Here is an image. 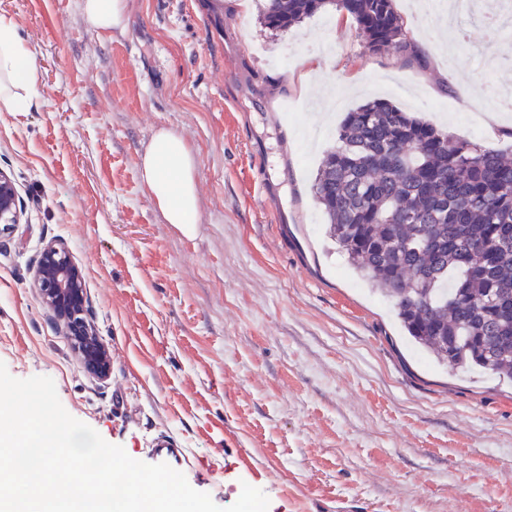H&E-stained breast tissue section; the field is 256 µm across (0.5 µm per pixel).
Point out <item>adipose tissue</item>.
<instances>
[{"label": "adipose tissue", "instance_id": "ef3b65f1", "mask_svg": "<svg viewBox=\"0 0 512 512\" xmlns=\"http://www.w3.org/2000/svg\"><path fill=\"white\" fill-rule=\"evenodd\" d=\"M86 22L96 31L123 29L127 0H81ZM38 82L34 54L19 40L11 23L0 21V107L29 111ZM141 179L165 223L183 233L198 221L197 159L186 139L170 128L158 129L139 156Z\"/></svg>", "mask_w": 512, "mask_h": 512}]
</instances>
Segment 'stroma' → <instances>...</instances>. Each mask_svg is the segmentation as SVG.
<instances>
[{"instance_id":"obj_1","label":"stroma","mask_w":512,"mask_h":512,"mask_svg":"<svg viewBox=\"0 0 512 512\" xmlns=\"http://www.w3.org/2000/svg\"><path fill=\"white\" fill-rule=\"evenodd\" d=\"M476 0L436 44L442 0H395L423 52L365 51L326 7L285 31L261 0H128L101 35L80 0H0L34 47L39 104L0 110V170L23 222L0 237V362L53 379L65 410L151 462L165 435L202 460L188 483L221 507L251 455L268 512H512V384L439 365L392 302L331 249L313 192L348 110L382 99L512 155V56L486 65ZM321 71H314V62ZM162 127L198 161V224L164 222L138 156ZM82 269L111 354L90 374L40 299L44 247Z\"/></svg>"}]
</instances>
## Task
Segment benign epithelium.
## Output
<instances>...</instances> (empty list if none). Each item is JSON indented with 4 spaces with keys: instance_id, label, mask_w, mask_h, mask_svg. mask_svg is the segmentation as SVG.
Returning a JSON list of instances; mask_svg holds the SVG:
<instances>
[{
    "instance_id": "7a95c632",
    "label": "benign epithelium",
    "mask_w": 512,
    "mask_h": 512,
    "mask_svg": "<svg viewBox=\"0 0 512 512\" xmlns=\"http://www.w3.org/2000/svg\"><path fill=\"white\" fill-rule=\"evenodd\" d=\"M22 208L15 185L9 175L0 170V234L8 233L21 223ZM35 281L43 302L71 336L86 369L98 377L111 372L106 345L84 318L87 293L82 270L69 250L60 245L44 248L36 270Z\"/></svg>"
}]
</instances>
